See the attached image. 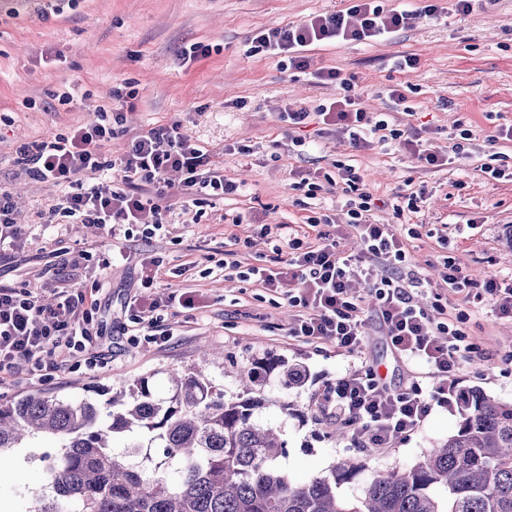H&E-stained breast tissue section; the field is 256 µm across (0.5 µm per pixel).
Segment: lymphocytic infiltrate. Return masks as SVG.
I'll list each match as a JSON object with an SVG mask.
<instances>
[{"label": "lymphocytic infiltrate", "mask_w": 512, "mask_h": 512, "mask_svg": "<svg viewBox=\"0 0 512 512\" xmlns=\"http://www.w3.org/2000/svg\"><path fill=\"white\" fill-rule=\"evenodd\" d=\"M441 12L435 0L389 11L378 0H351L347 12L269 28L260 31L255 41L269 54L287 55L290 66L306 69L311 67L318 46L376 42ZM315 75L323 83L342 84L343 96L327 99L317 114L323 124L348 134L355 149L394 140L423 167L444 165V158L424 149L419 138L404 136L387 119L367 112L360 93L340 69L320 68ZM124 121L123 113L116 112L111 123L92 121L53 140L17 147V155L35 178L64 187L53 213L74 224L99 225L115 240L128 235L134 224L142 226L145 237L150 238L168 222L170 208L164 200L169 172L181 173V191L189 197L237 192V184L215 168L209 151L183 139L174 124L131 136L129 150L120 162V188L105 192L84 186L80 174L104 170L100 150L126 133ZM338 177L350 195L345 221L359 239L357 253L344 254L333 242L307 244L282 232L278 240L287 255L274 266L244 270L238 260L229 257L224 266L238 271L241 280L266 288L278 287L285 280L294 284L296 291L289 295L288 304L296 308L297 316L288 327L289 335L308 341L329 338L351 353L362 347L365 318L362 299L351 291L350 280L357 276L365 279L399 356L425 366L441 379L431 392L417 385L401 393L381 383L369 369L337 379L327 388L325 399L337 418L354 425L367 447L387 448L416 433L429 416L432 402H444L453 392L456 362L466 338L460 324L467 315L458 313L451 325L436 323L414 304L412 294L392 275L406 260L405 241L389 234L384 225L371 223L375 199L353 166H340ZM99 290L96 284L66 289L55 302L46 303L33 291L0 284V376L12 374L22 361L39 372L55 371L67 362L95 367L98 333L93 314Z\"/></svg>", "instance_id": "obj_1"}]
</instances>
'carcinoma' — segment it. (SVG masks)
<instances>
[{"label": "carcinoma", "instance_id": "obj_1", "mask_svg": "<svg viewBox=\"0 0 512 512\" xmlns=\"http://www.w3.org/2000/svg\"><path fill=\"white\" fill-rule=\"evenodd\" d=\"M273 374L290 388L305 379L301 366L268 358L244 370L246 395L231 400L199 366L175 377L164 399L146 379L101 405L29 395L0 404V456L36 435L56 443L57 454L42 456L47 483L30 512H512V402L461 394L454 434L348 499L340 488L353 465L299 484L276 465L285 445L254 419L263 404L254 391ZM145 448L162 455L135 461Z\"/></svg>", "mask_w": 512, "mask_h": 512}]
</instances>
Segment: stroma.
<instances>
[{"label": "stroma", "mask_w": 512, "mask_h": 512, "mask_svg": "<svg viewBox=\"0 0 512 512\" xmlns=\"http://www.w3.org/2000/svg\"><path fill=\"white\" fill-rule=\"evenodd\" d=\"M349 6V0H0V187L15 197L23 242L22 249L0 253V283L33 289L48 301L65 288L103 285L95 316L103 357L97 368L65 365L42 380L21 366L0 381L1 404L33 393L81 399L142 378L165 398L169 371L196 366L207 346L224 354L205 373L229 399L240 395L238 371L251 362L273 356L305 368L306 380L294 388L270 378L262 389L265 405L256 413L280 431L286 453L279 465L291 481L348 463L357 468L354 481L342 487L350 495L376 472L413 465L456 431L455 405L434 406L417 433L390 448L365 447L353 427L340 435L329 427L335 416L322 396L338 378L371 367L398 391L439 381L395 353L367 284L353 283L366 298L363 345L353 354L327 340L289 336L294 311L284 291L241 281L222 267L228 249L243 265H271L275 239L261 236L262 225L285 224L304 239L317 234L306 224L310 216L333 219L330 235L342 250L357 252L359 242L343 224L347 197L329 182L340 161L355 165L367 188L385 199L371 220L405 239V265L425 280L418 303L429 310L444 305L451 316L467 313L462 329L471 348L455 372L458 390L480 389L512 401V321L497 318L488 304L465 303L435 269L439 256L448 254L477 281L512 274V255L505 251L512 182L489 179L480 170L490 161L512 168V141L494 137L512 126V0H480L469 14L423 18L384 41L325 45L315 52L317 66L338 68L353 79L368 111L388 114L397 128L448 156V164L435 170L422 168L395 144L358 151L333 127L313 122L297 131L282 121L286 109L315 111L342 89L255 51L254 36ZM196 43L207 46L208 55L184 61L185 50ZM405 53L418 56L417 69L394 68L395 57ZM397 84L404 86L413 115L397 112L389 99L388 89ZM117 88L135 91V99L113 98ZM113 108L125 112L128 133L103 146L106 159L122 158L130 135L176 121L181 134L205 147L225 178L238 183V191L196 202L168 189L170 222L149 239L138 226L129 238L114 241L93 227L47 223L64 190L32 179L17 146L67 133ZM300 136L311 142L302 155L293 144ZM298 167L315 176L316 194L295 186ZM419 189L425 192L420 213L396 216L389 199ZM235 215L244 218L237 227L230 222ZM412 225L413 238L407 235ZM61 246L68 249L59 259L64 266L50 273ZM154 256L162 257L166 272L156 287L145 288L141 267ZM174 291L192 292L194 308L164 311V340L138 336L130 299ZM51 450L36 441L31 458H0L1 506L28 512L46 484L39 457Z\"/></svg>", "instance_id": "obj_1"}]
</instances>
